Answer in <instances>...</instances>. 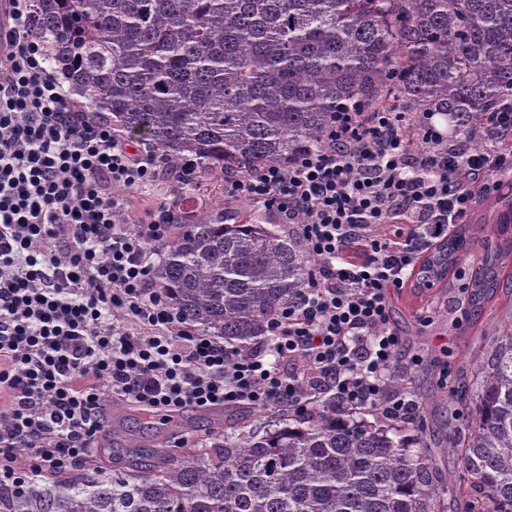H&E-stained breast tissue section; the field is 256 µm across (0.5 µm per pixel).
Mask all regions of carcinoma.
<instances>
[{"mask_svg":"<svg viewBox=\"0 0 512 512\" xmlns=\"http://www.w3.org/2000/svg\"><path fill=\"white\" fill-rule=\"evenodd\" d=\"M28 34L86 112L172 158L197 179L246 174L324 141L345 104L392 90L448 112L479 146L476 117L512 96V0H32ZM158 245L154 287L183 319L246 350L296 298L316 258L279 226L182 216ZM459 242L427 265L448 269ZM500 251L469 284L474 309L503 282ZM475 415L451 451L453 484L421 437L336 404L223 433L208 448H157L112 435V472L35 481L11 512H443L478 495L512 512V326L483 357Z\"/></svg>","mask_w":512,"mask_h":512,"instance_id":"cac0c4a2","label":"carcinoma"}]
</instances>
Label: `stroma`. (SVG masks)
Here are the masks:
<instances>
[{
    "label": "stroma",
    "instance_id": "35a3bbf8",
    "mask_svg": "<svg viewBox=\"0 0 512 512\" xmlns=\"http://www.w3.org/2000/svg\"><path fill=\"white\" fill-rule=\"evenodd\" d=\"M495 211L493 199L488 196L470 213L464 226L469 246L458 253V272L448 277L445 287L408 288L396 294L391 303L392 324L403 340L391 372L417 396L423 440L432 449L439 472L446 477L456 476L459 471L448 444L472 418L463 401L469 396L477 356L489 349L498 330L512 326V288L499 289L483 310L468 313L466 318H458L456 312L459 302L467 298L460 273H472L486 248L500 240L493 221ZM426 309L433 317L428 326L418 320L420 311ZM415 354L422 357L416 365L410 362ZM104 413L107 428L134 434L147 447L163 440L173 449L192 445L202 448L222 431L264 424L277 416L275 409L245 405L236 407L220 424L214 412L192 409L178 412L170 423L161 413L117 398L105 401Z\"/></svg>",
    "mask_w": 512,
    "mask_h": 512
}]
</instances>
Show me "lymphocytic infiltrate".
<instances>
[{"label": "lymphocytic infiltrate", "mask_w": 512, "mask_h": 512, "mask_svg": "<svg viewBox=\"0 0 512 512\" xmlns=\"http://www.w3.org/2000/svg\"><path fill=\"white\" fill-rule=\"evenodd\" d=\"M31 0H0V490L23 497L45 472L97 447L106 396L153 410L277 406L323 398L412 425L420 405L392 385L402 347L391 297L417 260L512 175V99L477 121L482 146L403 100L334 113L325 140L224 180V203L275 214L316 261L268 323L270 348L242 352L188 324L152 286L180 215H140L115 189L191 182L173 160L80 111L27 35Z\"/></svg>", "instance_id": "1"}]
</instances>
